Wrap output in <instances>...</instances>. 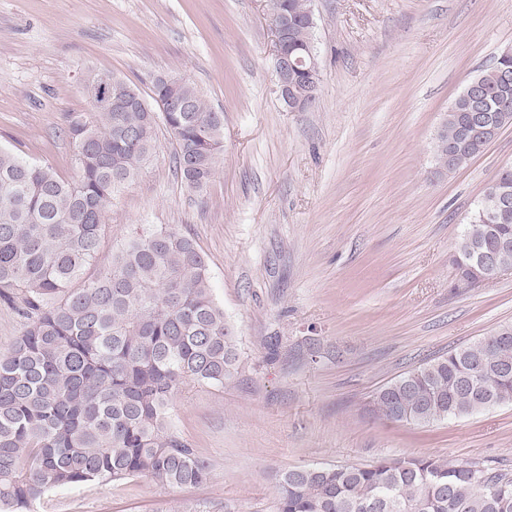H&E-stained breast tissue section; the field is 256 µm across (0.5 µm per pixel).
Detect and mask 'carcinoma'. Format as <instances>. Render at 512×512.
I'll return each mask as SVG.
<instances>
[{"instance_id": "carcinoma-1", "label": "carcinoma", "mask_w": 512, "mask_h": 512, "mask_svg": "<svg viewBox=\"0 0 512 512\" xmlns=\"http://www.w3.org/2000/svg\"><path fill=\"white\" fill-rule=\"evenodd\" d=\"M312 0H269L276 22L294 21L292 59L297 92L316 98L320 71L314 30L302 22ZM512 55L499 56L475 79L483 103L459 94L438 131V163L452 172L512 126ZM116 80L138 105L68 113L77 178L29 163L0 148V298L13 302L23 332L0 354V512H31L47 494L89 481L147 477L168 487L210 476L207 461L171 425V400L188 384L224 386L238 370V340L214 299L207 262L196 242L169 226L133 232L103 271L85 276L103 244L112 197L151 157L159 126L174 148V165L189 190L213 179L224 147V114L196 86L151 80L145 96L124 78L96 72L88 86ZM177 97L183 112L151 103ZM512 169L499 171L483 198ZM493 250L512 266V209L491 217L474 206L463 225L454 265L472 286L467 248ZM385 419L426 425L512 405V324L426 362L379 390ZM275 512H512V474L479 462L439 456L381 459L366 467L310 464L277 476Z\"/></svg>"}]
</instances>
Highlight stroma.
<instances>
[{"label":"stroma","instance_id":"1","mask_svg":"<svg viewBox=\"0 0 512 512\" xmlns=\"http://www.w3.org/2000/svg\"><path fill=\"white\" fill-rule=\"evenodd\" d=\"M267 0H0V148L75 176L65 116L89 73L193 83L224 115L209 186L176 178L159 132L107 215L96 266L132 229L171 226L204 254L238 336L236 376L189 385L173 429L211 468L198 486L138 477L55 491L35 512H274L278 472L433 455L512 472V405L425 426L371 412L408 370L512 324V269L472 287L452 257L512 126L466 165L434 142L464 86L512 50V0H313L320 84L274 93Z\"/></svg>","mask_w":512,"mask_h":512}]
</instances>
